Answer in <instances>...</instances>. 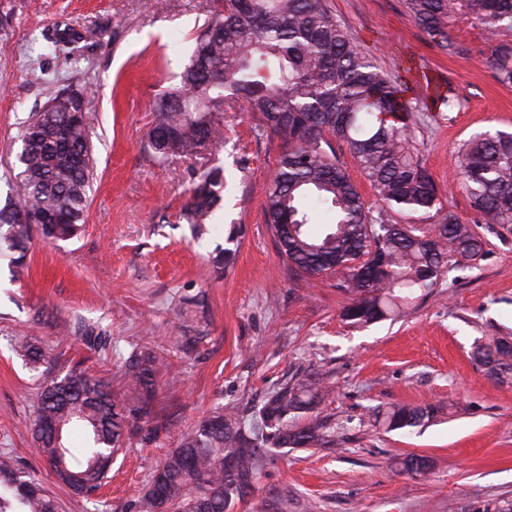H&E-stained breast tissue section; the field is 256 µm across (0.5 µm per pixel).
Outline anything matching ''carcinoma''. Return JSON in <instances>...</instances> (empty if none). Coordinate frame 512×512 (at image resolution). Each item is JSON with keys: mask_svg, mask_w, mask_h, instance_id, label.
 I'll list each match as a JSON object with an SVG mask.
<instances>
[{"mask_svg": "<svg viewBox=\"0 0 512 512\" xmlns=\"http://www.w3.org/2000/svg\"><path fill=\"white\" fill-rule=\"evenodd\" d=\"M220 10L194 38L179 85L155 97L148 135L156 159L190 156L214 141V114L230 98L255 127L281 141L264 206L265 223L281 258L306 275L336 277L348 304L341 316L367 326L433 293L449 262L465 268L484 244L470 224L438 206V188L411 137L414 120L400 75L384 74L363 54L325 0H219ZM411 17L438 48L464 56L470 49L451 33L465 11L480 23L495 78L512 86V0H405ZM88 88L57 90L31 113L13 196L0 208V251L23 265L33 232L67 241L85 222L93 180ZM344 146L373 189L366 205L336 146ZM459 188L483 224L512 230V133L470 139L458 154ZM224 167L199 175L183 206L197 224L222 200ZM334 222L312 230L310 200ZM23 212L61 219L38 228L21 224ZM426 224H416V219ZM475 362L500 384H512V334L475 341ZM165 361L147 351L125 361L123 377L139 405L104 381L68 372L41 391L33 443L58 480L90 495L108 478L112 458L130 435V421L151 418ZM330 394L326 373L293 376L268 393L247 419L218 407L182 433L159 463L135 504L136 512H231L254 490L272 449H338L334 427L309 413ZM441 404H393L374 414L386 431L412 432L444 414ZM85 446H67L70 429ZM0 512H56L35 478L0 456Z\"/></svg>", "mask_w": 512, "mask_h": 512, "instance_id": "carcinoma-1", "label": "carcinoma"}]
</instances>
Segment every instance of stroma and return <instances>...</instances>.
<instances>
[{"label": "stroma", "mask_w": 512, "mask_h": 512, "mask_svg": "<svg viewBox=\"0 0 512 512\" xmlns=\"http://www.w3.org/2000/svg\"><path fill=\"white\" fill-rule=\"evenodd\" d=\"M380 70L411 64L405 79L418 154L444 209L474 225L484 255L448 267L433 295L366 327L343 321L332 278L299 282L264 222L266 191L283 150L241 106L221 112L222 138L191 158L158 160L147 147L157 93L179 81L212 0H0V206L19 171L30 112L66 86L88 87L93 183L72 240L33 236L24 266L0 254V455L31 475L57 512H133L152 470L182 432L214 408L251 416L292 375L329 371L319 412L341 451L274 455L232 512H498L512 502V385L491 380L474 341L512 332V232L477 221L458 184V151L475 134L512 132V86L483 60L482 27L459 15L453 34L469 55L438 49L405 0H326ZM83 37L81 61L47 51ZM449 105L434 103V96ZM224 168L223 199L203 229L182 216L204 166ZM35 337L43 357L13 347ZM171 363L149 431L115 455L106 485L74 494L43 463L28 426L48 377L73 369L121 390L122 366L143 349ZM452 403L458 411L422 431L385 432L370 411L398 403ZM427 459V474L403 459Z\"/></svg>", "instance_id": "1"}]
</instances>
